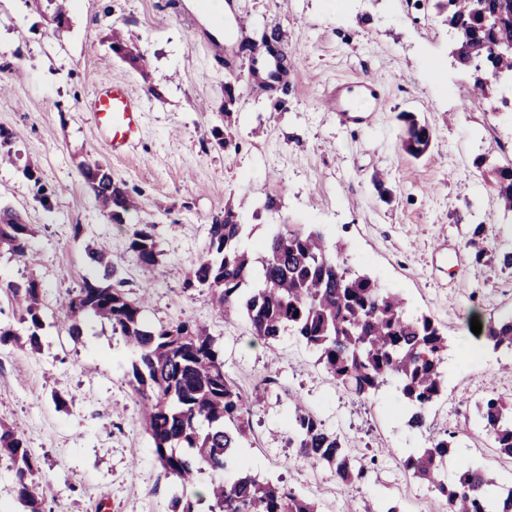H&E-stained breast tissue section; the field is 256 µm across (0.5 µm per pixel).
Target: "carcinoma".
Segmentation results:
<instances>
[{"label":"carcinoma","mask_w":512,"mask_h":512,"mask_svg":"<svg viewBox=\"0 0 512 512\" xmlns=\"http://www.w3.org/2000/svg\"><path fill=\"white\" fill-rule=\"evenodd\" d=\"M453 30L450 54L473 72V91L488 101L489 111L507 99L488 95L485 75L512 79V0H430ZM498 51H492L493 44ZM112 52L138 69L145 55L112 30ZM404 151L424 156L433 137L426 125L406 114ZM81 173L98 204L117 222L136 207L126 184L97 161L80 163ZM498 204L512 212V167L491 170ZM244 225L231 209L212 219L205 255L196 260L183 289L206 288L222 316L242 313L252 335L273 349L281 337H295L317 354V361L336 384L362 399L390 381L397 383L411 409L408 426H428L432 405L441 394V364L448 337L426 315L409 316L404 299L376 279L352 270L338 245L329 248L323 235L301 224H280L265 239L259 256L239 248ZM30 225L9 210L0 213V248L25 264L35 263ZM137 263L157 264L155 225L138 224L129 236ZM99 278L84 281L62 307L69 335H82L92 315L125 338L135 357L128 372L139 399L153 452L167 476L191 486L196 475L211 470L225 474L210 482L209 512H316L308 498L268 479L251 475L240 465L237 448L251 432V404L224 372V355L206 327L189 321L149 329L143 321L144 302L114 287L116 270L105 246L87 253ZM259 280L251 290L246 287ZM28 324L25 343L41 348L44 302L39 281L30 278L8 286ZM486 341L512 349V318L489 321ZM492 447L512 457V401L491 395L478 408ZM455 434L444 432L430 445L404 460L412 476L427 482L448 502L449 512H512V487H502L487 468L466 466L453 484L445 482L448 461L455 453ZM287 447L312 465H325L346 485L361 482L367 467L355 465L346 444L317 415L297 404L290 418ZM15 470L14 493L29 512L39 508V469L24 439L0 422V458Z\"/></svg>","instance_id":"1"}]
</instances>
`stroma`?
<instances>
[{"mask_svg":"<svg viewBox=\"0 0 512 512\" xmlns=\"http://www.w3.org/2000/svg\"><path fill=\"white\" fill-rule=\"evenodd\" d=\"M250 24L239 32L224 0H0V129L13 162L0 165V212L32 227L37 265L0 250V323L25 333L3 290L37 278L47 305L41 349L0 345V421L25 440L44 478V512H171L184 490L156 461L128 383L134 353L110 324L87 317L71 339L60 322L68 292L95 278L86 252L108 243L130 296L148 294L154 326L206 325L228 377L252 397V434L237 453L247 470L281 480L317 512H448L445 497L404 467L432 430H413L394 384L370 411L336 385L317 355L283 336L267 348L239 314L219 317L207 290L182 281L208 243L213 216L232 207L245 224L242 248L259 252L278 224H308L340 244L349 265L400 295L411 315H431L448 334L445 394L431 416L455 432L459 459L493 465L512 481V458L495 453L477 422L487 393L512 399V351L476 355L472 319L512 314V213L503 211L477 159L512 162V111L490 112L469 92L470 73L451 58V34L434 11L405 0H239ZM122 27L147 54L140 72L116 57ZM286 49L287 83L254 80L248 62L267 41ZM366 76L382 84L368 127L351 131L324 110L336 83ZM110 79L145 104L139 141L112 155L85 101ZM231 114H224L226 97ZM433 132L421 158L403 147L404 114ZM230 125L219 146L213 127ZM95 160L126 183L136 207L115 223L96 204L79 164ZM33 177H26L24 168ZM275 196L277 208L263 207ZM136 224L155 227L158 263L145 269L128 249ZM483 225L487 254L467 240ZM61 395L66 407H56ZM304 405L343 436L366 478L345 487L286 447L288 420Z\"/></svg>","mask_w":512,"mask_h":512,"instance_id":"1","label":"stroma"}]
</instances>
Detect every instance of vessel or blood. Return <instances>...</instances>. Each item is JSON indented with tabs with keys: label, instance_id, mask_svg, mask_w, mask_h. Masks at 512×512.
<instances>
[{
	"label": "vessel or blood",
	"instance_id": "b4317fda",
	"mask_svg": "<svg viewBox=\"0 0 512 512\" xmlns=\"http://www.w3.org/2000/svg\"><path fill=\"white\" fill-rule=\"evenodd\" d=\"M349 88L340 84L325 91L323 100L328 110L335 112L340 126L360 127L368 121L361 111L348 103ZM86 109L90 112L94 125L101 133L113 155L125 153L138 139L144 115V104L125 85L99 82Z\"/></svg>",
	"mask_w": 512,
	"mask_h": 512
}]
</instances>
